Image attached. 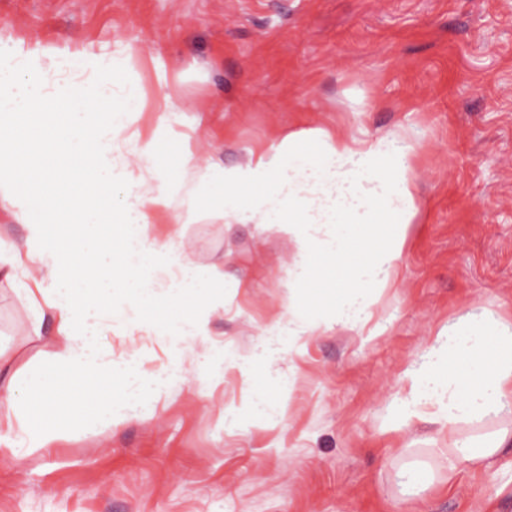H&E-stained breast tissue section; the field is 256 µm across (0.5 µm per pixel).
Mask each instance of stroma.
I'll use <instances>...</instances> for the list:
<instances>
[{"label": "stroma", "instance_id": "35a3bbf8", "mask_svg": "<svg viewBox=\"0 0 512 512\" xmlns=\"http://www.w3.org/2000/svg\"><path fill=\"white\" fill-rule=\"evenodd\" d=\"M0 38L111 61L114 96L140 100L114 163L143 173L134 146L150 138L198 160L156 171L174 186L150 234L224 280L208 322L222 376L146 405L119 386L112 428L76 424L35 453L1 443L0 512H512V447L483 467L446 460L453 440L480 445L512 417L451 434L399 419L406 371L448 332L512 326V0H0ZM302 128L394 137L416 214L366 327L297 340L288 320L328 288L294 284V241L237 218L254 187L225 199L210 165L279 159ZM191 206L206 219L179 223ZM108 304L103 353L138 349L139 381L178 363L182 342L141 330L126 293ZM27 306L0 283V350L23 376L54 353V322L35 327ZM263 344L273 364L256 360Z\"/></svg>", "mask_w": 512, "mask_h": 512}]
</instances>
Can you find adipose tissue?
<instances>
[{"mask_svg": "<svg viewBox=\"0 0 512 512\" xmlns=\"http://www.w3.org/2000/svg\"><path fill=\"white\" fill-rule=\"evenodd\" d=\"M64 65L93 71L96 78L50 86L49 71ZM117 78L111 62L97 55L61 58L44 48L0 45V204L25 228L18 240L0 230V275L16 279L23 265L36 271L50 299L44 306L30 305L29 314L38 323L48 315L56 322L53 371L9 377L8 362L0 356V424L17 423L15 443L29 453L70 431L69 418L57 415L59 408L79 415L97 400V415L84 422L89 434L119 419L111 400L97 398L131 375L130 362L114 363L96 345L111 329L102 306L115 290L134 297L146 331L191 339L206 336L208 316L222 300L209 288V272L194 267L175 243L159 242L147 232L149 212L168 197L170 185L149 189L146 177H133L127 167L112 163V141L122 135L121 118L133 104L132 98L113 97ZM285 143L311 144L315 150L301 164L261 163L217 178L228 197L241 186L268 183V190L241 209V217L277 216L279 231L296 244L297 280L348 283L332 303H315L313 311L345 328L362 329L390 280L401 245L348 261L353 227L394 224L407 230L414 214L410 167L400 161L397 178H377L368 196L359 173L393 153L392 140L331 141L303 129L290 132ZM81 179L89 180L93 194L77 203L67 183ZM117 187L123 196L116 203ZM51 213L64 216L70 245L49 233ZM365 280L373 284L367 293L359 287ZM408 380L403 422L421 418L427 406L443 429L510 414L512 330L480 323L448 335L444 356H429ZM21 392L41 405V420H18L13 399Z\"/></svg>", "mask_w": 512, "mask_h": 512, "instance_id": "ef3b65f1", "label": "adipose tissue"}]
</instances>
